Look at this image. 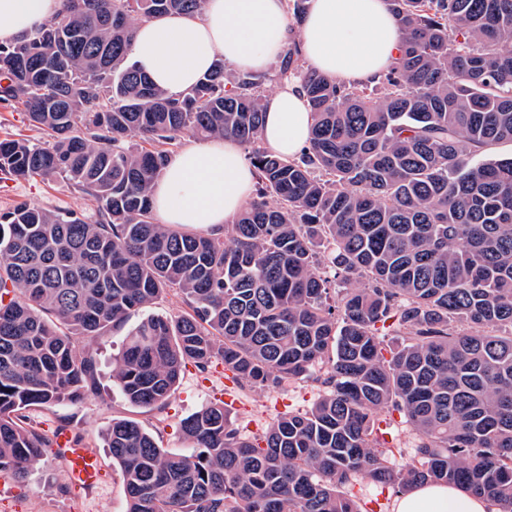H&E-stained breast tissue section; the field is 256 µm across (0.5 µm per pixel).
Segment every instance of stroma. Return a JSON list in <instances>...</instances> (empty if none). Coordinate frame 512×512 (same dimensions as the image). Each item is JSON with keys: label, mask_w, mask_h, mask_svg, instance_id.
<instances>
[{"label": "stroma", "mask_w": 512, "mask_h": 512, "mask_svg": "<svg viewBox=\"0 0 512 512\" xmlns=\"http://www.w3.org/2000/svg\"><path fill=\"white\" fill-rule=\"evenodd\" d=\"M19 202L50 210L91 209L88 197L60 177L0 179V211ZM123 335L119 329L89 345L97 363L96 392L75 404L62 403L47 410L35 408L28 414L30 425L42 430L69 425L86 444L96 448L103 462L99 482L91 488L72 485L63 462L51 452L30 466L25 482L0 473V512H127L124 485L106 444V432L113 419L137 421L161 447L183 453L189 446L181 432L182 420L202 406L224 402L226 394H233L236 400L230 409L235 426L245 435L258 436L277 415L309 409L322 392L319 383L306 379L276 390L241 388L222 363H213L203 373L190 363L165 405L154 409L136 407L112 381Z\"/></svg>", "instance_id": "obj_1"}]
</instances>
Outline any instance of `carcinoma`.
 I'll list each match as a JSON object with an SVG mask.
<instances>
[{
	"label": "carcinoma",
	"mask_w": 512,
	"mask_h": 512,
	"mask_svg": "<svg viewBox=\"0 0 512 512\" xmlns=\"http://www.w3.org/2000/svg\"><path fill=\"white\" fill-rule=\"evenodd\" d=\"M400 62L375 85L299 64L309 145H261L264 81L224 70L174 98L132 62L146 19L204 0H66L44 27L0 44V105L46 140L0 139V175L61 176L90 215L25 202L0 214V472L23 479L58 433L34 407L96 388L79 337L102 339L178 292L187 311L145 315L112 378L162 406L183 366L216 360L243 386L314 379L305 412L243 435L222 405L181 423L189 453L115 419L106 442L127 512H361L357 485L463 486L512 512V0H389ZM250 148L256 198L226 234L155 222L151 188L187 138ZM399 338L386 350L382 330ZM403 415L417 464L377 447Z\"/></svg>",
	"instance_id": "carcinoma-1"
}]
</instances>
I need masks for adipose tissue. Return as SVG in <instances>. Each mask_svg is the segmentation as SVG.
<instances>
[{
  "instance_id": "1",
  "label": "adipose tissue",
  "mask_w": 512,
  "mask_h": 512,
  "mask_svg": "<svg viewBox=\"0 0 512 512\" xmlns=\"http://www.w3.org/2000/svg\"><path fill=\"white\" fill-rule=\"evenodd\" d=\"M65 0H0V43L31 33L60 16ZM403 42L387 0H309L298 49L305 63L346 83L377 80L397 61ZM289 45L286 0H205L193 17L142 21L131 45L136 66L177 97L217 58L240 70L264 71ZM262 142L283 157L296 156L310 138V109L296 77L283 79L263 102ZM255 176L233 138L186 142L152 188L160 223L219 230L252 200ZM393 512H492L490 502L444 483L414 487Z\"/></svg>"
}]
</instances>
